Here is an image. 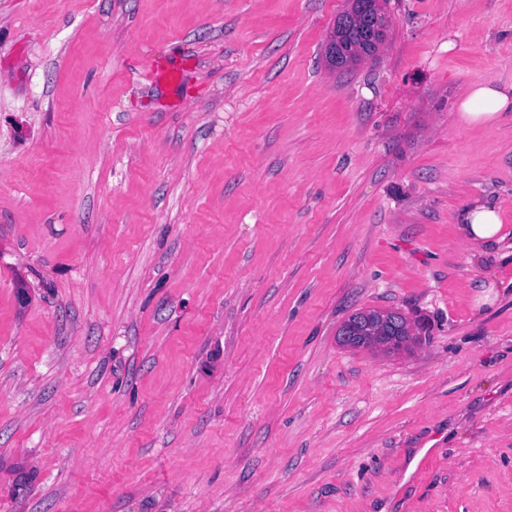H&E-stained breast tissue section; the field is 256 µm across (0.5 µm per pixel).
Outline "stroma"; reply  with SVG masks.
I'll return each instance as SVG.
<instances>
[{
    "instance_id": "35a3bbf8",
    "label": "stroma",
    "mask_w": 512,
    "mask_h": 512,
    "mask_svg": "<svg viewBox=\"0 0 512 512\" xmlns=\"http://www.w3.org/2000/svg\"><path fill=\"white\" fill-rule=\"evenodd\" d=\"M346 7L0 0V512H512V0ZM371 19L366 13L356 15H342L336 18V23L331 33V42L324 53L326 63L330 68L340 69L345 63V52L352 48H359L365 57L373 56L377 48L369 41ZM336 33V42L333 35ZM512 104V85L486 82L473 86L460 103L461 117L467 124L492 125L500 112ZM459 224L462 225L467 239L482 245L500 239L502 219L495 205L487 202H476L472 207L460 213Z\"/></svg>"
}]
</instances>
